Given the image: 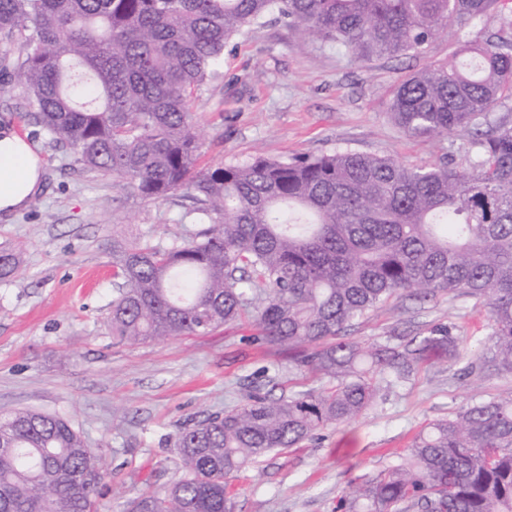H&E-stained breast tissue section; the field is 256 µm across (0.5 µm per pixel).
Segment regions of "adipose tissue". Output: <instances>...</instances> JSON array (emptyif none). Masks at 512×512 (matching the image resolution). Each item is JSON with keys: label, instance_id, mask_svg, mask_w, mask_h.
<instances>
[{"label": "adipose tissue", "instance_id": "ef3b65f1", "mask_svg": "<svg viewBox=\"0 0 512 512\" xmlns=\"http://www.w3.org/2000/svg\"><path fill=\"white\" fill-rule=\"evenodd\" d=\"M41 161L13 131H0V215L21 211L40 194Z\"/></svg>", "mask_w": 512, "mask_h": 512}]
</instances>
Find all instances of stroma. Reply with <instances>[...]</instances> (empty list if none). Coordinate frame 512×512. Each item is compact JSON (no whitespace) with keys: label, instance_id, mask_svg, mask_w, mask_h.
I'll return each mask as SVG.
<instances>
[{"label":"stroma","instance_id":"35a3bbf8","mask_svg":"<svg viewBox=\"0 0 512 512\" xmlns=\"http://www.w3.org/2000/svg\"><path fill=\"white\" fill-rule=\"evenodd\" d=\"M461 36L453 27L423 54L359 61L331 44L300 45L297 31L268 17L230 42L192 103L200 163L351 149L407 164H463L467 133L415 138L389 117L397 84L446 59ZM24 113L22 98L0 101V129L25 138L44 169L41 194L0 221V247L21 249L19 271L0 279V413L32 408L68 419L108 473L107 512H125L142 491L175 479L180 427L240 406L248 382L273 397L329 382L290 367L287 348L258 340L252 321L163 341L116 340L109 319L113 234L166 243L194 229V220L175 200L145 206L111 182L89 180L69 154L35 134ZM439 323L458 337L459 358L422 364L350 422L228 478L234 512H336L351 482L390 465L429 422L476 393L512 392L510 376L476 380L465 372L489 332L485 304L469 296H399L351 336L381 341L396 329L413 335Z\"/></svg>","mask_w":512,"mask_h":512}]
</instances>
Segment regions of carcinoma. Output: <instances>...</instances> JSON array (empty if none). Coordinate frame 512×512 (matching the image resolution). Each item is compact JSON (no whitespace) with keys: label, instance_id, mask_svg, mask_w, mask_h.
Masks as SVG:
<instances>
[{"label":"carcinoma","instance_id":"obj_1","mask_svg":"<svg viewBox=\"0 0 512 512\" xmlns=\"http://www.w3.org/2000/svg\"><path fill=\"white\" fill-rule=\"evenodd\" d=\"M275 15L357 60L421 54L448 22L470 40L395 89L411 137L471 136L463 166L406 165L353 150L208 168L191 104L224 48ZM19 46L14 56L6 47ZM0 92L81 173L145 205L172 197L201 229L168 243L112 241V335L160 341L254 315L322 391L237 408L177 432L179 476L129 512H232L224 478L358 417L383 385L456 354L447 326L366 346L349 331L403 292L485 302L488 353L468 374L512 376V0H0ZM19 250H0V279ZM106 473L67 419L0 415V512H103ZM344 512H512V395L479 396L429 423L405 453L355 483Z\"/></svg>","mask_w":512,"mask_h":512}]
</instances>
